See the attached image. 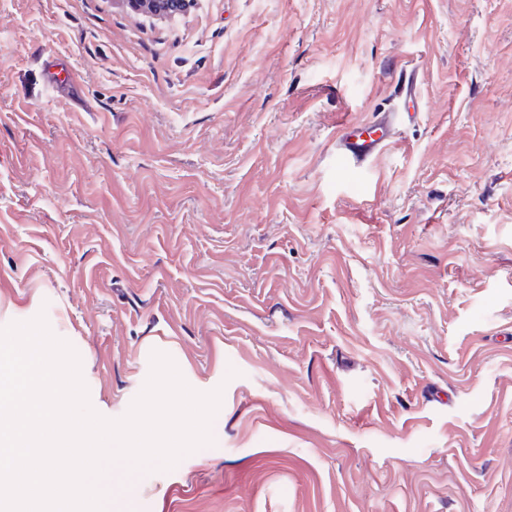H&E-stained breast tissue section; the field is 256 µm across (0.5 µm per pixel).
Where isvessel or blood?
<instances>
[{"label":"vessel or blood","instance_id":"vessel-or-blood-1","mask_svg":"<svg viewBox=\"0 0 512 512\" xmlns=\"http://www.w3.org/2000/svg\"><path fill=\"white\" fill-rule=\"evenodd\" d=\"M396 124L392 112L379 113L375 122H344L336 141L341 160L350 167L366 161L387 146Z\"/></svg>","mask_w":512,"mask_h":512}]
</instances>
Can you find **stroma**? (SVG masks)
I'll return each mask as SVG.
<instances>
[{
	"instance_id": "stroma-1",
	"label": "stroma",
	"mask_w": 512,
	"mask_h": 512,
	"mask_svg": "<svg viewBox=\"0 0 512 512\" xmlns=\"http://www.w3.org/2000/svg\"><path fill=\"white\" fill-rule=\"evenodd\" d=\"M41 313L104 417L155 350L223 390L105 512H512V0H0V327ZM132 11L155 16H174L189 6L190 0H122L119 1ZM395 124L394 112H381L370 124L345 121L336 141L341 160L352 169L380 152L389 144Z\"/></svg>"
}]
</instances>
